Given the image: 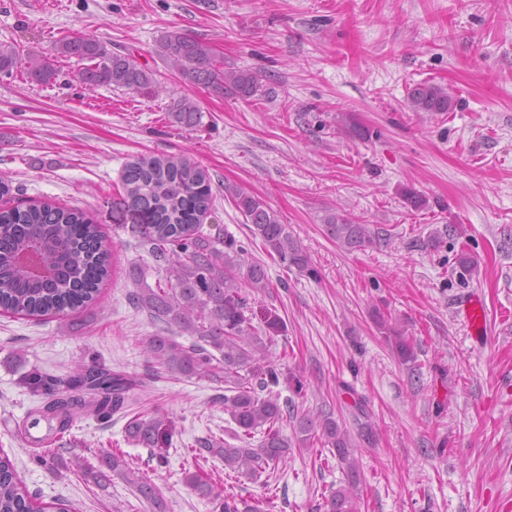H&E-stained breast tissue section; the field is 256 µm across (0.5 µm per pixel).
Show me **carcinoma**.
Masks as SVG:
<instances>
[{"label":"carcinoma","instance_id":"1","mask_svg":"<svg viewBox=\"0 0 512 512\" xmlns=\"http://www.w3.org/2000/svg\"><path fill=\"white\" fill-rule=\"evenodd\" d=\"M54 51L84 63L80 80L90 91L109 86L139 94L156 81L154 73L131 57L114 54L84 34L60 39ZM158 52L191 83L216 87L243 100L260 91L255 73L224 67L208 43L189 33L165 32L158 39ZM21 64L15 48L0 45V75L12 74ZM27 74L37 83H48L55 69L50 62L35 59L28 62ZM407 104L413 112H448L453 96L445 86L424 82L409 89ZM198 114V106L186 96L175 101L171 112L175 123L189 127L198 121ZM121 180V207L147 220L131 225V232L163 273L152 287L145 282L143 269L133 266L131 275L140 288L130 300L153 322L175 327L193 339L186 346L168 331H160L142 343L143 352L171 373L224 381V412L238 427L233 435L236 443L207 438L201 447L222 460L224 468L256 482L286 459L292 448L316 439L333 449L346 473L345 485L326 500V512H359L358 462L351 433L329 412L306 409L290 398L280 400L274 392L282 376L277 365L253 369L264 358L266 339L279 329L280 320L273 317L263 326L252 324L246 315L249 302L244 287L268 288L264 267L224 237L222 230L203 231L202 219L212 205L208 172L187 158L141 155L124 166ZM232 199L271 258L317 274L306 250L265 201L243 189L235 190ZM324 223L329 235L347 249L364 250L380 241V231L334 213ZM30 249L33 263L48 274L39 275L22 262ZM111 266L112 250L84 212L50 203L0 208V310L26 316L77 313L96 301ZM386 331L401 361H414L413 339L406 330L389 324ZM30 385L50 389L51 397L37 409L36 420L47 424L48 437L59 438L84 414L108 421L124 411L136 381L100 364H80L65 378L34 376ZM288 419L293 421L292 438L280 427ZM165 429V418L136 414L125 433L136 444L155 448ZM81 468L99 485L107 484L112 474L122 477L156 512H163L155 483L133 471L124 455L108 452L99 466ZM184 483L201 498L224 499L222 512H264V500L247 502L228 492L221 494L198 470L186 472ZM0 512H44L7 456H0Z\"/></svg>","mask_w":512,"mask_h":512}]
</instances>
